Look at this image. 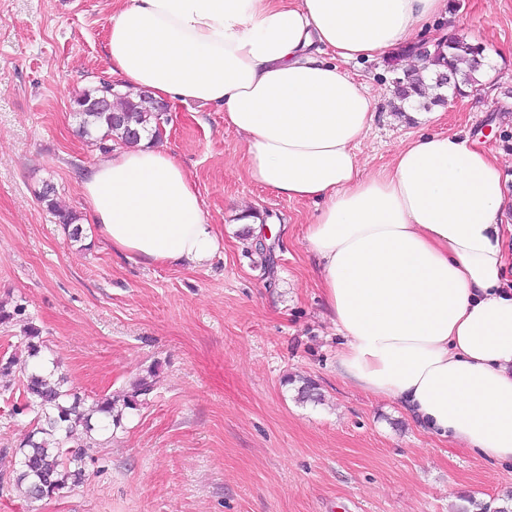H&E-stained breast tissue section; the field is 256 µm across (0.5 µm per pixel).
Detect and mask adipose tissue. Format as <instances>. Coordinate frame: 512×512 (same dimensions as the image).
I'll return each mask as SVG.
<instances>
[{
  "instance_id": "ef3b65f1",
  "label": "adipose tissue",
  "mask_w": 512,
  "mask_h": 512,
  "mask_svg": "<svg viewBox=\"0 0 512 512\" xmlns=\"http://www.w3.org/2000/svg\"><path fill=\"white\" fill-rule=\"evenodd\" d=\"M448 0H123L108 35L120 89L218 106L248 174L315 202L304 240L344 343L336 371L429 435L512 462V283L495 155L458 134L411 139L389 167L355 152L380 101L346 70L407 45ZM113 250L198 267L220 247L183 165L143 140L82 182Z\"/></svg>"
}]
</instances>
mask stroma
<instances>
[{"label":"stroma","mask_w":512,"mask_h":512,"mask_svg":"<svg viewBox=\"0 0 512 512\" xmlns=\"http://www.w3.org/2000/svg\"><path fill=\"white\" fill-rule=\"evenodd\" d=\"M113 0H0V357L24 356L36 327L88 398L153 375L154 389L53 498L16 486L32 428L12 405L20 374L0 378V512H460L465 498L503 504L512 464L425 434L397 403L336 372L341 339L304 230L313 202L252 182L245 140L216 106L171 104L158 144L182 163L222 244L205 266L144 264L113 251L94 225L70 242L39 194L83 213V175L101 151L77 133L74 96L110 78ZM450 35L492 53L479 91L439 118L379 113L356 149L364 173L423 133L468 134L512 177V0H452ZM405 56L350 62L392 98ZM266 228L257 254L240 210ZM311 381L321 398L303 401Z\"/></svg>","instance_id":"obj_1"}]
</instances>
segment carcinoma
Here are the masks:
<instances>
[{"mask_svg":"<svg viewBox=\"0 0 512 512\" xmlns=\"http://www.w3.org/2000/svg\"><path fill=\"white\" fill-rule=\"evenodd\" d=\"M484 60L482 45L450 38L419 58L420 68L404 72L403 77L395 81V99L402 102L414 97L425 110L444 105L448 101V92L464 96L476 89L479 85L477 73L484 67ZM106 88L107 84L101 82L74 98V110L80 116L78 131L81 136L90 138L95 132L96 141L109 150L112 141L137 144L139 136L131 133L133 129L157 130L159 115L155 102L140 94L119 93L109 97L107 110L99 109L97 99ZM114 112L125 113L126 121L122 124L112 122ZM40 199L54 212L69 239L82 241L83 227L79 224V216L58 205L54 188L45 187ZM25 337L27 356L40 357L39 330L31 326L25 331ZM15 371L22 375L23 382L13 413H34V428L21 443L16 482L24 487L28 497L35 500L57 496L68 483L80 482L84 477L88 450L95 445L92 433L120 426L124 413L143 405L154 388L150 374L140 378L122 395H103L87 405L84 397L68 386L67 376L59 372L56 363L49 372L42 373L29 368L15 355L0 359L1 375Z\"/></svg>","mask_w":512,"mask_h":512,"instance_id":"cac0c4a2","label":"carcinoma"}]
</instances>
